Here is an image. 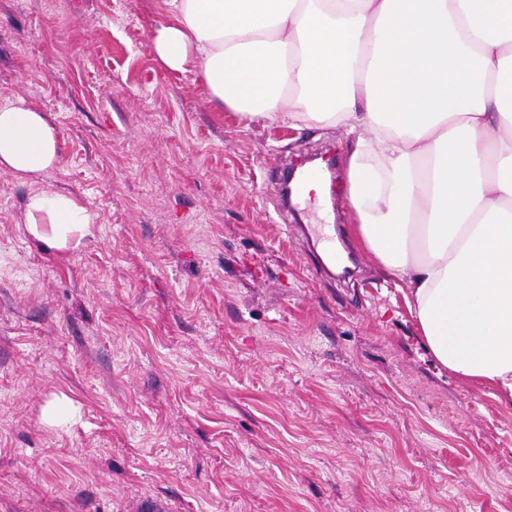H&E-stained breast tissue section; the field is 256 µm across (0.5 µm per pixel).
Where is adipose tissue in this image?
<instances>
[{"label":"adipose tissue","instance_id":"1","mask_svg":"<svg viewBox=\"0 0 512 512\" xmlns=\"http://www.w3.org/2000/svg\"><path fill=\"white\" fill-rule=\"evenodd\" d=\"M161 60L200 62L240 121L354 135L361 246L403 282L434 361L512 405V0H162ZM55 126L0 100V171L30 186L28 234L59 251L92 216L42 189Z\"/></svg>","mask_w":512,"mask_h":512}]
</instances>
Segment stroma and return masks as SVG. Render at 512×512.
<instances>
[{"label": "stroma", "instance_id": "1", "mask_svg": "<svg viewBox=\"0 0 512 512\" xmlns=\"http://www.w3.org/2000/svg\"><path fill=\"white\" fill-rule=\"evenodd\" d=\"M160 4L0 0V97L94 217L52 249L0 172V512H512V406L434 363L373 257L331 276L287 231L277 168L352 136L217 111Z\"/></svg>", "mask_w": 512, "mask_h": 512}]
</instances>
